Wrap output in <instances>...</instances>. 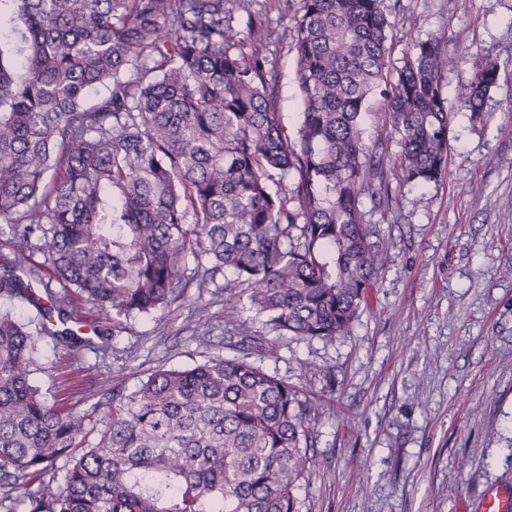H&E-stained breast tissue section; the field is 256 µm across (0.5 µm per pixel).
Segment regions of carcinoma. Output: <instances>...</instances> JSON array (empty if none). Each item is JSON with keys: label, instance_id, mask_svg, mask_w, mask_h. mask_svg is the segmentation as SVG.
I'll return each mask as SVG.
<instances>
[{"label": "carcinoma", "instance_id": "carcinoma-1", "mask_svg": "<svg viewBox=\"0 0 512 512\" xmlns=\"http://www.w3.org/2000/svg\"><path fill=\"white\" fill-rule=\"evenodd\" d=\"M0 1L24 44L19 56L0 45L11 249L0 298L40 317L33 330L0 308V486L23 512H299L317 417L296 386L243 358L157 368L130 391L108 377L95 425L30 381L37 336L91 341L54 329L68 295L46 287L40 306L28 261L42 247L53 277L106 320L162 312L190 288L200 297L229 271L225 296H246L278 334L348 336L384 254L363 198H387L391 174L424 184L447 173V43L414 40L397 61L385 0H298L302 112L290 137L266 69L269 34L255 24L241 36L233 0ZM498 75L489 56L458 85L471 116ZM376 95L393 155L364 136ZM236 329L258 351L275 347ZM60 457L55 488L47 475Z\"/></svg>", "mask_w": 512, "mask_h": 512}]
</instances>
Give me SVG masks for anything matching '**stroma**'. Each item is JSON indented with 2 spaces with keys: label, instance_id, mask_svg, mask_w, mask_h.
<instances>
[{
  "label": "stroma",
  "instance_id": "1",
  "mask_svg": "<svg viewBox=\"0 0 512 512\" xmlns=\"http://www.w3.org/2000/svg\"><path fill=\"white\" fill-rule=\"evenodd\" d=\"M290 0H248L232 13L247 33H272L266 53L288 134L298 126ZM393 57L411 40L444 35L452 58L443 92L471 78L485 54L500 62L484 117L451 105L448 172L428 185L391 180L389 206L364 199L368 222L391 239L349 336L297 341L264 316L235 309L273 353L250 351L225 314V295H189L151 316L100 321L106 337L70 348L38 341L32 379L49 401L98 399L102 377L135 387L153 369L248 356L297 386L317 413L300 512H485L486 489L512 492V0H397ZM333 369L334 382L307 375ZM468 461L457 471L458 458Z\"/></svg>",
  "mask_w": 512,
  "mask_h": 512
}]
</instances>
